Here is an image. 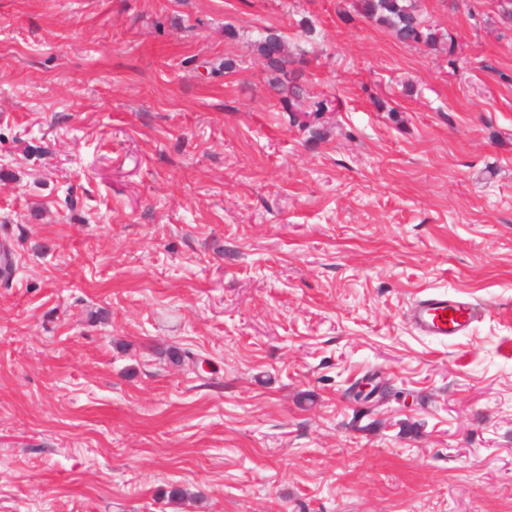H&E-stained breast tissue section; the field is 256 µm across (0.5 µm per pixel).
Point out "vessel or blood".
I'll use <instances>...</instances> for the list:
<instances>
[{
	"mask_svg": "<svg viewBox=\"0 0 512 512\" xmlns=\"http://www.w3.org/2000/svg\"><path fill=\"white\" fill-rule=\"evenodd\" d=\"M484 314L470 299L445 291H427L407 311V321L417 335L441 341L467 335Z\"/></svg>",
	"mask_w": 512,
	"mask_h": 512,
	"instance_id": "b4317fda",
	"label": "vessel or blood"
}]
</instances>
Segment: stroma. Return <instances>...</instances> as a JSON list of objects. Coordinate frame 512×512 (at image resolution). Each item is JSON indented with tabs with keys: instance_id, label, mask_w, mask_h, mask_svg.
Listing matches in <instances>:
<instances>
[{
	"instance_id": "obj_1",
	"label": "stroma",
	"mask_w": 512,
	"mask_h": 512,
	"mask_svg": "<svg viewBox=\"0 0 512 512\" xmlns=\"http://www.w3.org/2000/svg\"><path fill=\"white\" fill-rule=\"evenodd\" d=\"M415 3L0 0V512H512V23ZM365 19L390 27L403 42H433L434 36L418 18L416 6L407 0H357ZM258 49L267 60L268 66L282 76L276 77V88L278 89V94L281 95L279 100L283 105V109L291 112L292 117L297 115L294 112H305L296 109V103L300 101L303 90L296 80L298 70L290 68V66L297 61L289 58L288 54H285L280 37L274 33H268L259 42ZM484 312L485 308L454 293L425 291L411 304L406 317L418 336L447 341L467 335Z\"/></svg>"
}]
</instances>
